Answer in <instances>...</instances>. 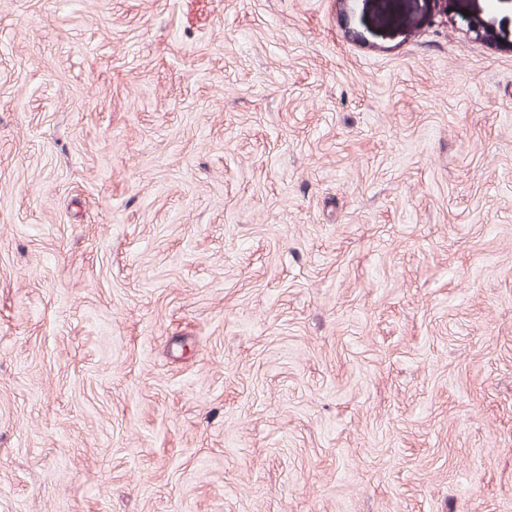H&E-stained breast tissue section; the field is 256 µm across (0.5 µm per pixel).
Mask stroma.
<instances>
[{"instance_id":"1","label":"stroma","mask_w":512,"mask_h":512,"mask_svg":"<svg viewBox=\"0 0 512 512\" xmlns=\"http://www.w3.org/2000/svg\"><path fill=\"white\" fill-rule=\"evenodd\" d=\"M341 0H0V512H512V53Z\"/></svg>"}]
</instances>
